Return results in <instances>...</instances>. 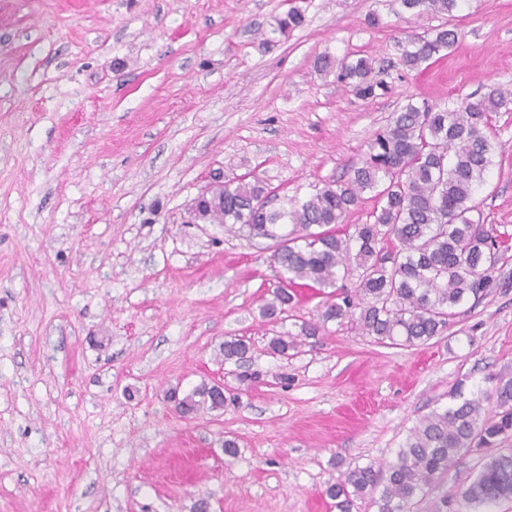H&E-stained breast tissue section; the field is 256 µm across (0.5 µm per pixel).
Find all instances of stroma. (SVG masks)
Here are the masks:
<instances>
[{
  "instance_id": "1",
  "label": "stroma",
  "mask_w": 512,
  "mask_h": 512,
  "mask_svg": "<svg viewBox=\"0 0 512 512\" xmlns=\"http://www.w3.org/2000/svg\"><path fill=\"white\" fill-rule=\"evenodd\" d=\"M293 6L303 26L275 33ZM440 27L457 44L403 69L399 41ZM325 54L369 58L389 93L357 98ZM494 83L512 89V0L418 18L397 0H0V512H335L329 481L391 461L457 382L512 375V248L422 346L333 321L284 359L269 338L316 321L322 289L262 319L272 240L186 218L219 174L262 180L276 207L308 196L407 99L453 107ZM490 140L473 202L512 233V110ZM231 336L259 382L179 417L169 390L232 384ZM480 464L416 512H464Z\"/></svg>"
}]
</instances>
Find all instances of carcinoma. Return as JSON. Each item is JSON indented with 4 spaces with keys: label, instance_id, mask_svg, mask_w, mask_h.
<instances>
[{
    "label": "carcinoma",
    "instance_id": "1",
    "mask_svg": "<svg viewBox=\"0 0 512 512\" xmlns=\"http://www.w3.org/2000/svg\"><path fill=\"white\" fill-rule=\"evenodd\" d=\"M398 2L413 16H450L464 0ZM303 20L292 7L277 20L276 32L285 36ZM459 37L457 30L444 28L413 34L403 44L400 64L418 69ZM337 78L363 99L389 91L365 58L343 62ZM511 105L512 92L492 85L453 108L409 101L372 135L347 179L274 210L260 180H225L187 208L188 219L237 225L252 239H275V264L332 289L320 321L301 325L304 339L315 340L327 322L348 318L380 344H424L448 327L453 309L485 295L499 256L508 249L512 235L481 221L472 198L493 163L491 116ZM367 191L375 200L371 221L341 228ZM288 224L290 231L278 232ZM295 297L291 282H280L261 305L262 317L277 318ZM301 344L285 333L272 337L268 349L288 357ZM222 353L224 362L235 366L231 373L238 383L261 378L250 370L252 353L245 340H224ZM175 397L193 414L224 407L218 389L207 383L182 395L170 390L168 398ZM449 399L408 431L394 460L350 467L329 483L326 495L336 512H353L359 503L375 512H412L436 479L474 452L481 454V466L461 493L463 506L468 512H494L512 500V454L496 451L512 435V378H499L490 393L468 391L461 381ZM490 401L493 411L485 407Z\"/></svg>",
    "mask_w": 512,
    "mask_h": 512
}]
</instances>
